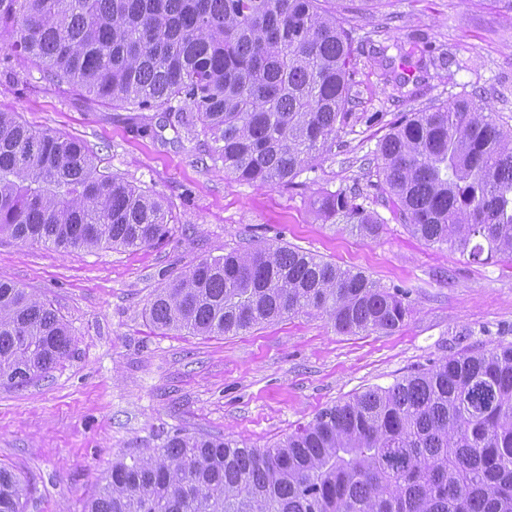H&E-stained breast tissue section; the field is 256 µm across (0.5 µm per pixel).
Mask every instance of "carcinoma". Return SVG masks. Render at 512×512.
<instances>
[{
    "mask_svg": "<svg viewBox=\"0 0 512 512\" xmlns=\"http://www.w3.org/2000/svg\"><path fill=\"white\" fill-rule=\"evenodd\" d=\"M5 49L93 99L161 112L238 181L279 188L336 148L350 112V33L319 0H0ZM392 213L428 244L512 261V127L481 98L414 112L376 155ZM354 190L319 212L365 237ZM163 200L99 170L79 140L0 112V233L56 248L140 247L170 233ZM343 334L392 332L405 292L290 245L199 262L159 289L152 325L236 335L302 312ZM73 339L53 305L0 278V376L23 385ZM27 482L0 465V512ZM84 512H512V344L463 351L326 407L271 446L175 434L112 460Z\"/></svg>",
    "mask_w": 512,
    "mask_h": 512,
    "instance_id": "cac0c4a2",
    "label": "carcinoma"
}]
</instances>
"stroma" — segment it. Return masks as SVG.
Instances as JSON below:
<instances>
[{
	"mask_svg": "<svg viewBox=\"0 0 512 512\" xmlns=\"http://www.w3.org/2000/svg\"><path fill=\"white\" fill-rule=\"evenodd\" d=\"M350 31L352 117L332 154L295 189L237 182L185 129L46 82L12 62L0 111L82 141L101 170L160 196L167 237L138 248L62 250L0 234V277L52 303L73 338L54 369L0 382V465L28 480L24 512H83L114 458L202 433L258 446L328 406L391 385L466 349L512 343V262L475 263L412 235L378 186L374 158L391 123L456 98L483 97L512 125V10L502 0H323ZM378 122H370L372 114ZM358 188L377 237L323 220L324 191ZM250 243L290 244L388 288L411 314L392 332L347 335L319 313L230 336L153 327L146 307L206 258Z\"/></svg>",
	"mask_w": 512,
	"mask_h": 512,
	"instance_id": "35a3bbf8",
	"label": "stroma"
}]
</instances>
